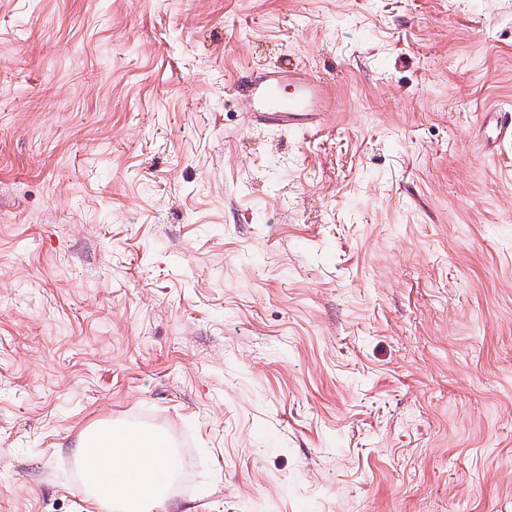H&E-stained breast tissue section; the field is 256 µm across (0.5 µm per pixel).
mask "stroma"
Instances as JSON below:
<instances>
[{
	"mask_svg": "<svg viewBox=\"0 0 512 512\" xmlns=\"http://www.w3.org/2000/svg\"><path fill=\"white\" fill-rule=\"evenodd\" d=\"M327 81L260 128L257 68ZM512 0H0V512H512ZM88 437L101 439L100 448H91ZM87 438L76 456L91 502L110 512H166L162 483L176 476V456L162 436L110 424L92 428Z\"/></svg>",
	"mask_w": 512,
	"mask_h": 512,
	"instance_id": "35a3bbf8",
	"label": "stroma"
}]
</instances>
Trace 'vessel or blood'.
<instances>
[{
  "instance_id": "b4317fda",
  "label": "vessel or blood",
  "mask_w": 512,
  "mask_h": 512,
  "mask_svg": "<svg viewBox=\"0 0 512 512\" xmlns=\"http://www.w3.org/2000/svg\"><path fill=\"white\" fill-rule=\"evenodd\" d=\"M292 87L283 97V87ZM253 103V121L259 126L284 130L306 129L330 102V87L297 69L274 68L255 74L244 86Z\"/></svg>"
}]
</instances>
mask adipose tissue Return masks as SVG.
Wrapping results in <instances>:
<instances>
[{
  "label": "adipose tissue",
  "instance_id": "ef3b65f1",
  "mask_svg": "<svg viewBox=\"0 0 512 512\" xmlns=\"http://www.w3.org/2000/svg\"><path fill=\"white\" fill-rule=\"evenodd\" d=\"M90 437L100 447L77 448L78 463L91 502L101 512H166L169 497L163 482L176 475V456L162 436L109 425L94 427Z\"/></svg>",
  "mask_w": 512,
  "mask_h": 512
}]
</instances>
